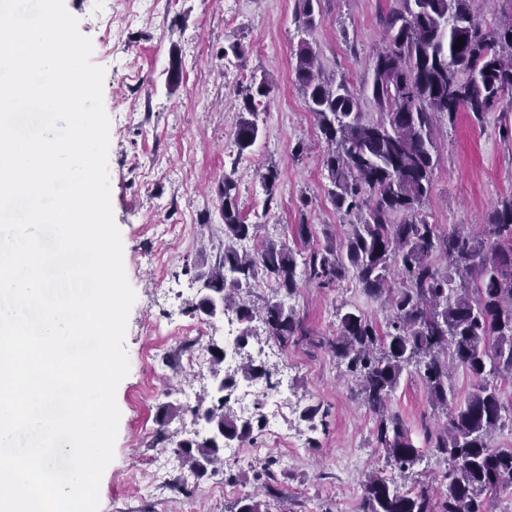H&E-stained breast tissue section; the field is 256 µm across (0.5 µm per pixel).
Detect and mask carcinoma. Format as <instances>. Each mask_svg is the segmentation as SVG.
<instances>
[{
	"mask_svg": "<svg viewBox=\"0 0 512 512\" xmlns=\"http://www.w3.org/2000/svg\"><path fill=\"white\" fill-rule=\"evenodd\" d=\"M300 0L304 30L315 26V3ZM403 9L384 19L385 38L373 52L371 84L355 92L321 77L306 41L296 52L295 75L329 149L323 168L333 204L355 214L356 223L339 242L307 249L302 270L287 243L263 240L256 252L239 247L257 238L261 225L242 222L224 185V255L198 274L210 294L190 310L213 317L233 312L248 323L242 348L255 337L259 319L267 337L288 346L303 330L293 310L273 298L256 310L240 297L258 279L290 295L299 282L328 287L352 274L370 299L389 310L379 328L363 310L345 313L336 336L323 345L358 383L376 416L374 443L404 471L421 457L401 417L388 401L404 370L415 366L431 406L442 421L427 435V448L448 460L436 490L422 485L402 491L379 471L364 484L361 512H493L494 497L512 489V448H495L492 434L512 423V400L496 381H512V195L503 198L476 230L442 231L419 217L418 207L433 184L438 157L433 130L460 112L480 121L512 106V0H497L502 19L490 28L477 20L471 0H401ZM463 46L454 50L458 39ZM379 105L380 118L367 121L361 98ZM234 143L241 154L259 133L254 100L245 104ZM403 216L396 223L394 217ZM214 394L190 409L209 424L205 433L180 442L176 456L199 474L224 466V439L247 440L250 422L224 412V357L211 344ZM452 368L462 369L474 391L460 401L448 386ZM234 512H270L258 496H246Z\"/></svg>",
	"mask_w": 512,
	"mask_h": 512,
	"instance_id": "carcinoma-1",
	"label": "carcinoma"
}]
</instances>
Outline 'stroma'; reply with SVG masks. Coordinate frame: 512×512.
<instances>
[{"mask_svg": "<svg viewBox=\"0 0 512 512\" xmlns=\"http://www.w3.org/2000/svg\"><path fill=\"white\" fill-rule=\"evenodd\" d=\"M64 2L92 41V62L105 70L111 205L136 293L100 512H228L230 499L217 494L227 486L241 498L261 495L271 512H360L367 474L385 466L373 441L376 417L343 365L316 341L335 335L353 308L381 324L387 308L349 279L330 288L303 283L286 298L308 341L289 346L282 364L255 357L258 342L250 340L241 359L265 375L237 386L260 404L267 378L287 377L289 406L275 424L294 445L266 468L248 457L232 461L228 476L193 474L174 453L199 429L189 407L213 389L210 369H187L178 328L192 324L202 336L224 339L223 315L188 307L200 296L198 273L223 254L225 202L245 223L261 225L265 239L298 252L299 225L338 241L355 223L328 195V145L295 82L296 52L309 42L325 76L360 90L372 80L370 57L382 42L383 21L401 9L400 0H320L309 33L299 26L298 0ZM232 44L238 54L228 53ZM263 79L273 90L257 106V140L240 154L234 136L245 98ZM434 140L438 164L421 216L446 231L480 225L497 199L512 194V111L481 121L459 113L455 122L436 124ZM269 168L278 173L270 191L259 178ZM310 405L328 408L327 420L302 419ZM389 407L423 449L410 471L394 474L395 483L406 490L434 482L448 464L423 448L438 416L414 370L403 372Z\"/></svg>", "mask_w": 512, "mask_h": 512, "instance_id": "obj_1", "label": "stroma"}]
</instances>
